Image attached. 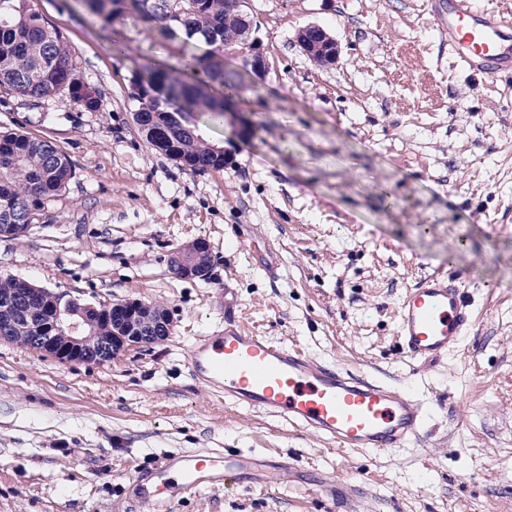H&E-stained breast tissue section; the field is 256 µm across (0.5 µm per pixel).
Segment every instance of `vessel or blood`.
Returning a JSON list of instances; mask_svg holds the SVG:
<instances>
[{"instance_id":"vessel-or-blood-1","label":"vessel or blood","mask_w":512,"mask_h":512,"mask_svg":"<svg viewBox=\"0 0 512 512\" xmlns=\"http://www.w3.org/2000/svg\"><path fill=\"white\" fill-rule=\"evenodd\" d=\"M433 17L451 53L468 69L512 79V18L478 0H436ZM397 335L413 360L447 355L467 334L474 315L460 277L435 272L407 289L397 307ZM190 378L225 401L274 414L348 450L400 448L421 437L427 410L405 388L356 375L249 332L234 305L224 327L197 336L188 359ZM278 470L277 460L220 449H191L136 475L133 492L142 512H160L185 495Z\"/></svg>"}]
</instances>
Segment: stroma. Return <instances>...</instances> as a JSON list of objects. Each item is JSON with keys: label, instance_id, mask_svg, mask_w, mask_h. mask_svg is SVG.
Returning <instances> with one entry per match:
<instances>
[{"label": "stroma", "instance_id": "obj_1", "mask_svg": "<svg viewBox=\"0 0 512 512\" xmlns=\"http://www.w3.org/2000/svg\"><path fill=\"white\" fill-rule=\"evenodd\" d=\"M248 2L269 69L225 59L232 115L193 119L229 161L191 172L140 135L129 84L179 72L182 40L136 12L107 29L80 0H33L100 108L0 94V129L51 139L75 169L28 233L0 239V275L92 304L158 302L174 328L104 365L0 342V512H136V473L189 448L296 463L171 512H512V81L452 58L431 0ZM310 25L339 63L301 51ZM199 237L212 279L178 277L171 253ZM433 271L461 275L475 325L422 363L399 348L396 310ZM230 298L249 329L408 387L429 413L421 438L353 453L195 386L193 339L223 326ZM334 475L358 494L315 492Z\"/></svg>", "mask_w": 512, "mask_h": 512}]
</instances>
